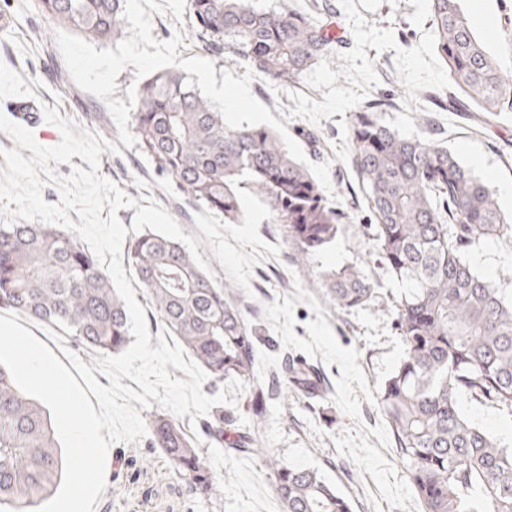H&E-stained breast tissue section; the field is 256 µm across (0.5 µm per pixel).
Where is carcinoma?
Wrapping results in <instances>:
<instances>
[{"label":"carcinoma","mask_w":512,"mask_h":512,"mask_svg":"<svg viewBox=\"0 0 512 512\" xmlns=\"http://www.w3.org/2000/svg\"><path fill=\"white\" fill-rule=\"evenodd\" d=\"M290 0H188L202 49L229 50L276 85H295L335 52L339 37ZM435 45L448 72L443 111L512 112V71L477 37L460 0H427ZM124 0H41L45 13L97 43L126 35ZM373 98L352 112L354 172L372 215V240L389 275L405 288L395 327L403 355L377 396L396 450L424 512H512V448L463 413L460 398L512 413V292L480 275L465 254L481 241L512 243V216L494 191L448 150L429 111L423 139L406 137L379 113ZM131 127L139 149L190 200L224 217L247 220L241 196L253 198L266 224L283 225L306 261L342 231L345 213L293 159L281 135L264 126L228 128L201 91L176 69L139 85ZM128 264L147 290L157 320L212 383L247 382L245 423L218 414L200 423L205 442L258 456L274 477L285 512H351V503L322 474L280 460L264 445L269 396L280 378L305 385V366L285 360L269 382L256 378V334L237 302V288L217 284L178 241L144 231L128 245ZM325 293L339 310L376 298L360 266L327 275ZM52 324L85 348L118 352L130 340L124 302L95 255L67 230L49 224H0V309ZM190 488L224 496L200 441L163 414L151 427ZM63 474V455L42 402L24 394L0 367V512H36Z\"/></svg>","instance_id":"obj_1"}]
</instances>
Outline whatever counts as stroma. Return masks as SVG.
<instances>
[{"label": "stroma", "instance_id": "35a3bbf8", "mask_svg": "<svg viewBox=\"0 0 512 512\" xmlns=\"http://www.w3.org/2000/svg\"><path fill=\"white\" fill-rule=\"evenodd\" d=\"M152 16V35L170 39L181 32L179 58L202 55L187 0H141ZM298 8L321 13L341 25L339 58L309 70L297 86H276L256 75L252 94L289 134L312 130L301 140L308 159L330 162V177L349 222L326 248L306 263L295 262V246L279 225L266 224L251 198H243L248 222L228 224L189 202L174 180L158 171L139 148L103 152L100 173L130 197H154L198 239V252L217 282L239 290V302L260 328L257 375L270 380L283 359L300 356L322 383L320 395L273 397L263 439L286 463L318 469L352 503V512H423L399 457L392 431L377 403L381 384L399 363L403 341L393 306L401 285L386 272L364 235L370 212L348 168V132L353 110L377 93L390 94L385 123L407 137L423 135L416 115L422 92L448 95L445 63L435 49L427 0H296ZM495 31L485 43L498 63L512 68V0H486ZM0 15L13 21L0 33V110L14 97L34 98L57 108L104 139L118 130L106 104L72 79L54 33L60 25L43 13L39 0H0ZM443 141L462 163L471 154L485 162L477 170L490 188L512 183V112L489 123L469 121L463 112H442ZM476 269L512 289V244L480 243ZM348 265L365 268L377 297L353 312L334 308L324 277ZM204 455L224 482L222 498L193 493L157 448L114 443L108 452L107 487L96 512H282L274 480L262 460L205 446Z\"/></svg>", "mask_w": 512, "mask_h": 512}]
</instances>
